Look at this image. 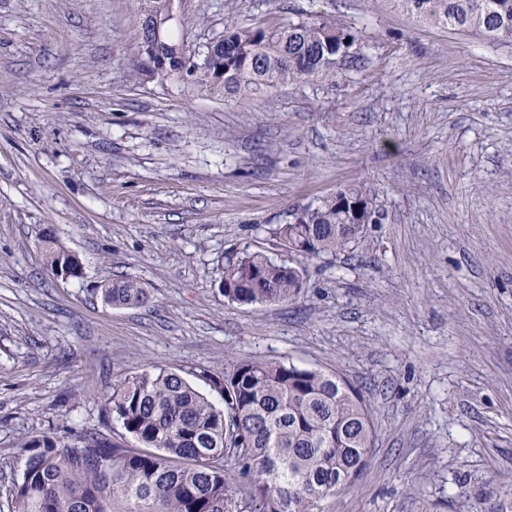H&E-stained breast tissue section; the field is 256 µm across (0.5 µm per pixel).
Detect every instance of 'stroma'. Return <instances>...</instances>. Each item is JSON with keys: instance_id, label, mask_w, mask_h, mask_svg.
I'll return each instance as SVG.
<instances>
[{"instance_id": "1", "label": "stroma", "mask_w": 512, "mask_h": 512, "mask_svg": "<svg viewBox=\"0 0 512 512\" xmlns=\"http://www.w3.org/2000/svg\"><path fill=\"white\" fill-rule=\"evenodd\" d=\"M332 15L360 35L335 82L218 99L143 75L136 0H0V512L20 443L92 431L156 368L197 384L226 359L360 388L376 446L325 512H512V44L414 23L391 0H184L197 54L242 24ZM378 223L306 262L294 301L237 305L227 255L337 189ZM52 235L83 262L55 275ZM143 307L95 296L108 277ZM95 291L105 305L113 308H136L149 300L144 284L129 277L104 279Z\"/></svg>"}]
</instances>
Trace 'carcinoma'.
I'll list each match as a JSON object with an SVG mask.
<instances>
[{"label": "carcinoma", "mask_w": 512, "mask_h": 512, "mask_svg": "<svg viewBox=\"0 0 512 512\" xmlns=\"http://www.w3.org/2000/svg\"><path fill=\"white\" fill-rule=\"evenodd\" d=\"M177 0H138V25L166 13ZM413 21L512 43V0H391ZM360 35L331 16L283 26L241 25L224 31V44L194 64L189 86L220 98H260L283 86L334 81L354 61ZM189 52L184 40L164 33L150 44L158 55ZM368 223L375 210L362 185L341 188L315 207L265 228L273 245L302 247L303 261L327 259L354 247L349 225L358 208ZM42 249L51 271L70 277L82 263L50 235ZM305 280L264 250L225 257L219 288L238 305L288 303ZM113 308L147 303L133 278L102 280L95 288ZM218 407L178 374L160 369L112 386L106 411L141 450L98 434L72 444L48 435L21 446V479L7 490L9 512H324L336 485L353 486L375 447L372 415L362 395L342 376L282 361L229 359L224 371H202ZM236 474L234 487L227 475Z\"/></svg>", "instance_id": "cac0c4a2"}]
</instances>
